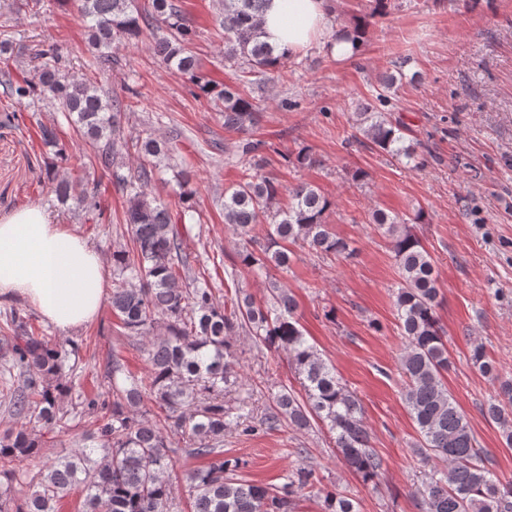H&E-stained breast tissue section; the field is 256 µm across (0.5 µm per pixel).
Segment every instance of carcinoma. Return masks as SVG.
I'll return each mask as SVG.
<instances>
[{"label":"carcinoma","instance_id":"obj_1","mask_svg":"<svg viewBox=\"0 0 512 512\" xmlns=\"http://www.w3.org/2000/svg\"><path fill=\"white\" fill-rule=\"evenodd\" d=\"M87 34L96 69L112 70L113 50L148 36L153 54L167 65L189 74L197 87L224 116V129L247 133L256 123L259 103L238 85L197 75L199 60L192 50L191 26L176 0H72ZM218 29L224 38V63L244 64L258 86L282 69L290 54L264 39L262 14L266 0H219ZM33 64L34 75L19 79L0 68V86L17 104L41 107L57 104L80 137L93 149L92 164L111 177L126 199L123 223L130 245L112 250V315L129 336L146 342L149 364L140 376L120 382L121 365L112 362L107 395L85 396L81 412L95 418V429L82 434L71 452L47 462L29 475L20 463L40 455L46 436L67 419L62 405L72 394L71 355L76 349L53 343L31 319L12 316L13 341L4 361L18 371L20 388L11 392L17 426L0 436V512H59L58 504L81 490V512H172L173 460L167 435L178 434L183 451L206 464L189 471L192 512H294V496L313 486V472L299 467L278 489L239 478L240 461L224 458V432L236 427L245 435L257 427L274 429L286 422L305 429L311 419L329 424L336 448L365 482L375 481L382 460L370 444L359 399L348 391L309 342L295 319L297 303L287 289L272 285L268 300L256 303L249 295L238 311L226 313L205 278L189 261L182 224L195 219L197 194L192 166L176 171L177 199L153 192L160 180V162L179 152L174 138L149 130L132 137L123 116L133 105L89 78L70 73L72 59L55 44L41 43L31 55L17 54V64ZM405 77L401 67L380 79L383 92L359 105L353 128L364 141L410 164L416 149L406 143L404 126L385 112L391 90ZM49 150L44 168L57 202L72 205L101 223L98 181H72L63 175L72 145L60 140L57 129L40 126ZM136 168L123 174L126 159ZM288 203L280 205V197ZM333 201L318 187L300 182L283 186L255 171L224 190V223L242 241L241 263L266 270L287 268L300 245L320 254L340 256L348 242L327 224ZM373 223L390 238L400 274L395 306L406 351L403 397L419 433L415 453L430 465L417 490L423 512H512V481L503 482L477 448L465 415L443 383L450 359L439 325L438 280L433 259L420 239L397 214L376 210ZM270 224L267 243L257 251L250 233L255 224ZM247 330L255 340L288 354L304 378L305 397L283 390L274 410L254 421L250 412L224 403L237 382L230 360V339ZM508 403L488 402L483 412L501 424L512 445V385L502 387ZM25 483L31 492L18 496ZM322 512H356L351 499L336 490H319Z\"/></svg>","mask_w":512,"mask_h":512}]
</instances>
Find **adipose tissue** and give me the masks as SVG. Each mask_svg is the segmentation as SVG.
<instances>
[{
    "instance_id": "adipose-tissue-1",
    "label": "adipose tissue",
    "mask_w": 512,
    "mask_h": 512,
    "mask_svg": "<svg viewBox=\"0 0 512 512\" xmlns=\"http://www.w3.org/2000/svg\"><path fill=\"white\" fill-rule=\"evenodd\" d=\"M325 0H269L266 39L279 49H305L326 27ZM110 286L104 256L59 224L42 206L0 217V297H19L60 331L99 312Z\"/></svg>"
}]
</instances>
